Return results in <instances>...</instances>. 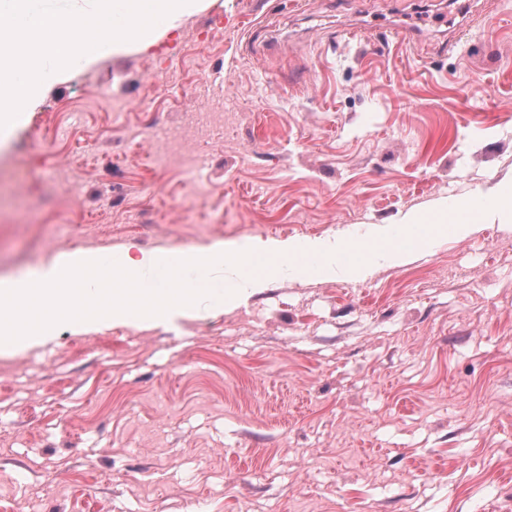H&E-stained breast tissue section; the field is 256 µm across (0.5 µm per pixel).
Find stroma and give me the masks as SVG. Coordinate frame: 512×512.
I'll return each instance as SVG.
<instances>
[{"label": "stroma", "mask_w": 512, "mask_h": 512, "mask_svg": "<svg viewBox=\"0 0 512 512\" xmlns=\"http://www.w3.org/2000/svg\"><path fill=\"white\" fill-rule=\"evenodd\" d=\"M212 75L233 134L160 157L155 127L179 130ZM511 177L512 0H207L147 50L76 63L0 142V279L79 233L106 260L130 243L391 237L405 213ZM22 501L512 508V223L360 280L285 265L230 311L62 328L0 356V512Z\"/></svg>", "instance_id": "stroma-1"}]
</instances>
